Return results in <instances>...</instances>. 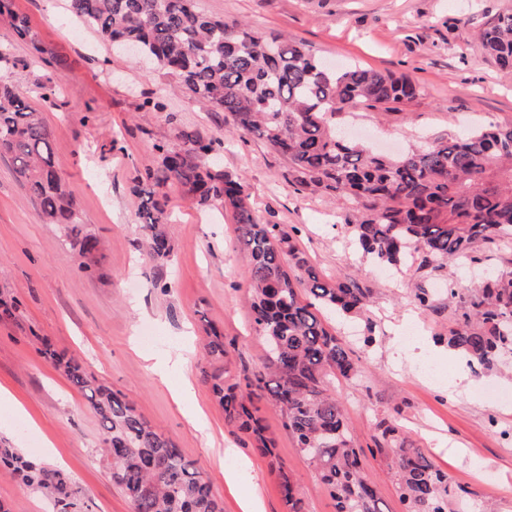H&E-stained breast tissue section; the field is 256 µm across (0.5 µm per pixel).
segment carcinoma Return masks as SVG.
Returning a JSON list of instances; mask_svg holds the SVG:
<instances>
[{
	"label": "carcinoma",
	"instance_id": "obj_1",
	"mask_svg": "<svg viewBox=\"0 0 512 512\" xmlns=\"http://www.w3.org/2000/svg\"><path fill=\"white\" fill-rule=\"evenodd\" d=\"M67 9L104 42L134 40L192 102L227 112L233 130L254 134L288 161L286 179L300 192L350 198L358 208L345 217L352 244L376 262L393 267L408 258L421 269L440 271L474 263L492 245L512 254V125L477 127L398 156L376 154L336 132V116L363 107L391 112L418 98L410 79L349 65L324 66L305 44L275 34L257 37L239 21L197 10L195 0H67ZM0 28L28 41L49 63L54 58L19 17L13 0H0ZM479 45L505 73L512 72V13L479 33ZM51 131L40 111L0 76V153L9 154L45 224L65 231L80 258V271L98 267L99 242L82 232L77 200L54 160ZM179 144L156 146V166L145 169L134 192L141 198L144 240L155 260L173 247L164 227L167 188L178 186L200 208H228L248 256L255 330L265 339L266 371L224 381V367L202 368L203 379L224 410L225 421L270 458L288 512H301L297 479L273 452L262 420L251 410L265 397L279 410L300 453L336 501V512H383L376 486L364 475L366 453L391 459L405 512H448L470 491L453 485L391 420L376 426L373 446L354 444L344 408L331 388L353 380L360 366L350 348L322 320L321 309L361 313L372 289L349 276H319L281 225L255 214L239 177L212 157L221 143L195 129L178 133ZM453 317L438 340L468 357L477 375L512 354V268L492 271L475 288L448 283ZM41 355L87 395L102 429V452L112 482L131 512H223L197 463L185 460L125 396L97 382L81 362L42 340ZM224 336L204 345L207 362L224 361ZM0 468L72 512L71 476L24 458L0 442Z\"/></svg>",
	"mask_w": 512,
	"mask_h": 512
}]
</instances>
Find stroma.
I'll use <instances>...</instances> for the list:
<instances>
[{
	"mask_svg": "<svg viewBox=\"0 0 512 512\" xmlns=\"http://www.w3.org/2000/svg\"><path fill=\"white\" fill-rule=\"evenodd\" d=\"M198 9L227 21L248 22L259 34L282 33L304 42L332 65L356 62L418 84L420 98L399 110L343 114L337 125L371 137L386 149L425 146L474 124L512 121V76L480 50L476 35L512 0H196ZM40 40L58 57L44 64L29 45L0 30L12 61L0 74L27 91L51 130L55 158L74 190L85 231L100 241L97 276L78 270L75 252L58 227L43 223L17 178L11 157L0 156V296L16 311L0 320V390L20 414L0 407V440L48 467L64 462L80 491V512H131L100 458L101 428L85 396L39 353L41 338L80 358L99 381L123 393L184 458L199 463L224 512H244L258 495L264 512H284L267 458L228 425L201 375L209 326L224 334V378L234 382L264 371V341L253 325L247 256L231 212L198 209L169 187L167 213L173 252L149 258L134 180L155 166L156 145L176 144L178 131L199 130L224 141L222 169L239 176L261 220L281 224L309 263L326 276L352 275L371 288L364 315L324 314L345 341L362 374L334 386L353 441L370 447L376 423L396 417L414 446L425 449L452 483L470 490L466 512H512V367L474 379L471 394L423 375L430 364L451 369L457 359L434 338L450 312H421L417 286L442 294L446 277L459 287L478 280L464 266L448 275L408 263L392 270L362 260L343 218L353 204L302 194L286 178L288 164L256 136L228 137V116L168 94L148 107L167 78L134 56L116 51L73 17L67 0H14ZM55 87L42 99L40 85ZM169 283L161 291V283ZM433 341V352L401 364L389 359L394 338ZM193 392L175 394L184 381ZM505 392L501 401L486 390ZM275 453L297 478L304 512H336L335 501L282 426L279 411L255 400ZM0 503L9 512H53L39 493L0 475Z\"/></svg>",
	"mask_w": 512,
	"mask_h": 512,
	"instance_id": "35a3bbf8",
	"label": "stroma"
}]
</instances>
